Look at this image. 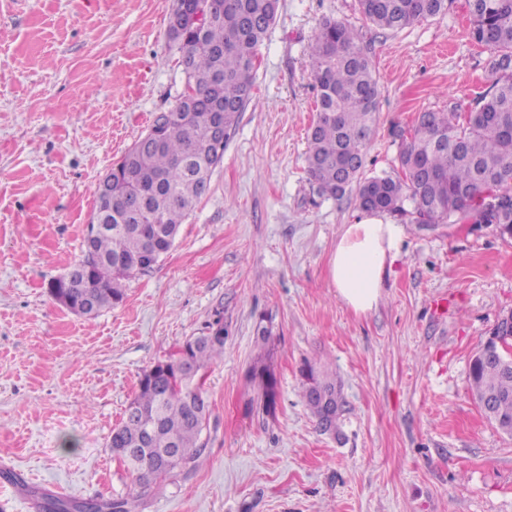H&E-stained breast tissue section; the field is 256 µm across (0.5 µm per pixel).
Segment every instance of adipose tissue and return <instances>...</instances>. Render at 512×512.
I'll use <instances>...</instances> for the list:
<instances>
[{"instance_id": "obj_1", "label": "adipose tissue", "mask_w": 512, "mask_h": 512, "mask_svg": "<svg viewBox=\"0 0 512 512\" xmlns=\"http://www.w3.org/2000/svg\"><path fill=\"white\" fill-rule=\"evenodd\" d=\"M399 237L398 225L373 212L345 226L331 258L330 276L337 296L354 312L363 314L378 305Z\"/></svg>"}]
</instances>
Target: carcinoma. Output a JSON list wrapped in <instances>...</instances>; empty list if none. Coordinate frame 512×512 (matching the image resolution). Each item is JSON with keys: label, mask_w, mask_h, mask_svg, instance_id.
<instances>
[{"label": "carcinoma", "mask_w": 512, "mask_h": 512, "mask_svg": "<svg viewBox=\"0 0 512 512\" xmlns=\"http://www.w3.org/2000/svg\"><path fill=\"white\" fill-rule=\"evenodd\" d=\"M221 13L198 28L175 0L173 41L186 74L176 106L157 115L151 143L133 144L112 166V186L95 205L81 254L67 271L70 311L94 317L124 299V282L151 271L169 252L179 227L204 196L217 164L214 113H224V139L251 100L259 46L274 23L279 0H220ZM470 36L491 55L493 90L465 120L459 105L419 113L399 155L402 176H364L365 149L380 95L361 33L331 17L320 20L307 47L315 80L316 129L307 134V173L321 194H355L360 209L398 215L411 224H491L512 235V0H468ZM363 17L399 31L449 11L454 0H358ZM272 332L256 327L261 354L251 368L259 409L275 411L277 380L266 350ZM145 370L138 391L112 429L107 447L132 477L130 490L109 498L41 496L40 512H135L171 476H191L206 451L210 419L203 373L224 358V339L203 332ZM468 381L484 416L512 437V367L474 354ZM301 395L322 434L341 433L346 401L336 376L307 363Z\"/></svg>", "instance_id": "1"}]
</instances>
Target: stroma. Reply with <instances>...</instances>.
Masks as SVG:
<instances>
[{"label": "stroma", "mask_w": 512, "mask_h": 512, "mask_svg": "<svg viewBox=\"0 0 512 512\" xmlns=\"http://www.w3.org/2000/svg\"><path fill=\"white\" fill-rule=\"evenodd\" d=\"M174 0H0V512L48 492H128L107 441L143 370L216 316L224 359L206 373L207 455L136 512H512V438L483 416L469 360L512 311V237L484 224H401L383 297L358 314L330 260L354 195L306 172L316 116L306 46L323 16L360 29L380 86L365 175L399 168L400 136L492 84L467 0L397 32L357 0H280L254 96L207 194L149 273L94 318L49 294L79 257L92 187L174 108L184 75L167 33ZM272 320L274 415L256 407V326ZM329 363L347 411L321 434L300 396L304 363Z\"/></svg>", "instance_id": "stroma-1"}]
</instances>
